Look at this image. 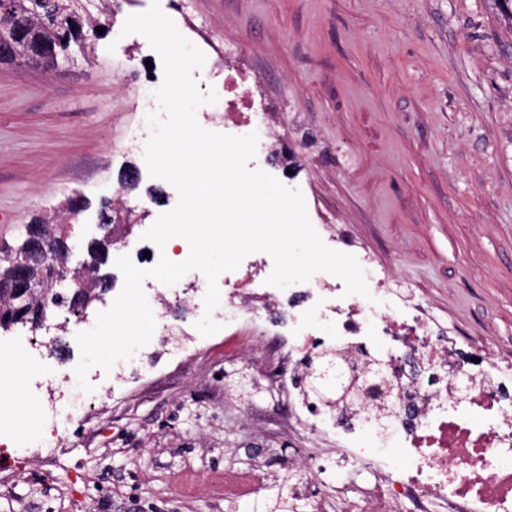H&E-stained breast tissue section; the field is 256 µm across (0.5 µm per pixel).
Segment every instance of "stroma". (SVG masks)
Wrapping results in <instances>:
<instances>
[{"label": "stroma", "instance_id": "stroma-1", "mask_svg": "<svg viewBox=\"0 0 512 512\" xmlns=\"http://www.w3.org/2000/svg\"><path fill=\"white\" fill-rule=\"evenodd\" d=\"M210 64L256 77L279 128L268 162L312 225L366 251L449 331L512 357V27L493 0H180ZM152 0H96L105 38L51 67L0 63V244L84 195L87 244L164 77L141 34ZM179 196L144 175L126 195L145 226ZM146 381L62 424L51 461L0 457V512H251L209 481L228 457L286 444L269 397L227 390L224 354L144 358Z\"/></svg>", "mask_w": 512, "mask_h": 512}]
</instances>
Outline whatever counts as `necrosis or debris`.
Here are the masks:
<instances>
[{
	"label": "necrosis or debris",
	"instance_id": "necrosis-or-debris-1",
	"mask_svg": "<svg viewBox=\"0 0 512 512\" xmlns=\"http://www.w3.org/2000/svg\"><path fill=\"white\" fill-rule=\"evenodd\" d=\"M224 89V110L206 119L225 134L275 136L252 97L238 94L237 73L214 67ZM369 296L345 295L343 281L317 272L284 289L267 284L271 264H244L224 290L225 323L246 332L224 338V358L256 373L276 396L289 422L312 435L338 429L336 447L315 455L289 451L282 470L283 512L305 505L311 512H512V367L483 347L450 336L423 316L422 306L385 285L381 271L360 260ZM143 289L159 333L163 310L202 315L206 283L188 272L176 284L145 280ZM21 348L31 355L27 389L41 402L43 447H58L62 417L93 409L100 392L118 390L146 375L143 352L115 364L94 387L81 392L76 373L46 378L56 347L65 340L57 325L24 327ZM363 370L372 351H384V386L398 414L392 432L373 440L364 414L371 403L341 414L312 404L299 391L293 359L330 347ZM468 387L457 393V379ZM367 479H357V472Z\"/></svg>",
	"mask_w": 512,
	"mask_h": 512
}]
</instances>
